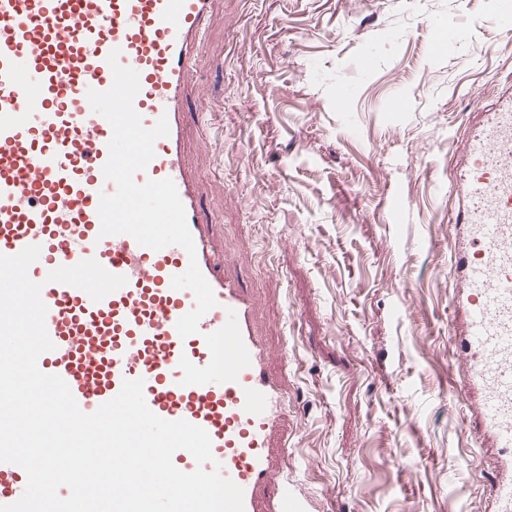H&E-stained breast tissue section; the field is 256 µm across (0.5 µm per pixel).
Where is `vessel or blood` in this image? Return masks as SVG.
I'll return each instance as SVG.
<instances>
[{
  "mask_svg": "<svg viewBox=\"0 0 512 512\" xmlns=\"http://www.w3.org/2000/svg\"><path fill=\"white\" fill-rule=\"evenodd\" d=\"M211 15L212 0H0V253L39 246L28 275L42 285L55 348L38 367L60 376L82 411L114 398L123 380L143 379L154 414L208 432L223 475L244 492V512H314L296 480H272L281 379L265 364L252 295L224 273L218 227L201 215L200 179L188 162L185 101ZM115 49L139 74L134 108L144 126L162 118L169 126L135 179L173 180L195 257L100 234V195L115 190L102 172L113 131L87 92L110 88ZM454 170L448 385L468 410L470 432L497 451L491 512H512L511 83L481 113ZM89 258L126 284L96 302L48 281L50 271ZM193 259L218 305L183 338L176 323L194 296L171 279ZM26 482L22 468L0 463V505L16 502Z\"/></svg>",
  "mask_w": 512,
  "mask_h": 512,
  "instance_id": "b4317fda",
  "label": "vessel or blood"
}]
</instances>
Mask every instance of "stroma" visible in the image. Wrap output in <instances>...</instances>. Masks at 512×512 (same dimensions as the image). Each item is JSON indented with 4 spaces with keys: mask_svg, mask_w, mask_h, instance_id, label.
Instances as JSON below:
<instances>
[{
    "mask_svg": "<svg viewBox=\"0 0 512 512\" xmlns=\"http://www.w3.org/2000/svg\"><path fill=\"white\" fill-rule=\"evenodd\" d=\"M512 0H214L190 162L285 404L282 475L319 512H485L450 409L448 183L512 80ZM460 31L452 51L435 31Z\"/></svg>",
    "mask_w": 512,
    "mask_h": 512,
    "instance_id": "stroma-1",
    "label": "stroma"
}]
</instances>
